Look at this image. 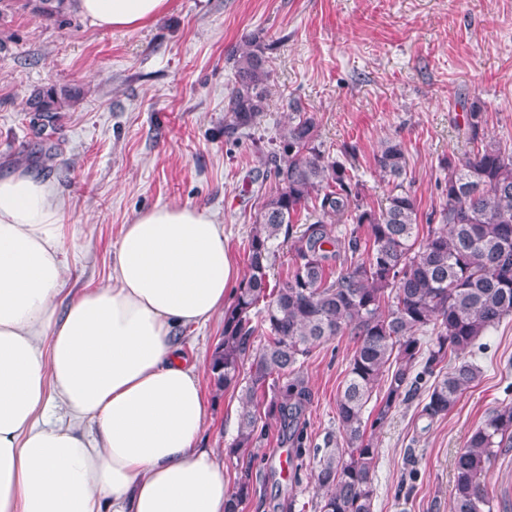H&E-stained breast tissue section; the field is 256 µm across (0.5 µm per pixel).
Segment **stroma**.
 Listing matches in <instances>:
<instances>
[{
	"instance_id": "stroma-1",
	"label": "stroma",
	"mask_w": 512,
	"mask_h": 512,
	"mask_svg": "<svg viewBox=\"0 0 512 512\" xmlns=\"http://www.w3.org/2000/svg\"><path fill=\"white\" fill-rule=\"evenodd\" d=\"M24 2L0 10V174L21 170L53 186L67 298L109 284L122 225L155 206L207 209L245 266L272 186L253 140L278 135L289 99L316 113L330 155L356 146L355 174L371 205L388 193L373 156L385 140H401L423 216L440 205L448 159L467 147L471 106L485 115L486 137L512 139V0H170L163 16L126 31L97 28L75 11L48 19ZM252 34L270 45L268 110L255 136L232 146L224 140L234 83L227 57ZM51 87L67 96L48 127L26 100ZM223 334L218 315L182 329L181 349L199 366L208 407L200 445L226 451L241 402L210 385ZM354 348L339 336L305 361V452L290 470L280 465L290 444L274 426L250 455L226 452L227 484L250 475L243 512H318L316 466L339 433L336 398ZM466 357L482 374L448 415H422L426 375L376 429L373 512H451L457 453L493 408L512 403V316ZM484 482L493 512H512V448L498 451Z\"/></svg>"
}]
</instances>
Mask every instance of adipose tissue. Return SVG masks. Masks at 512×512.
I'll use <instances>...</instances> for the list:
<instances>
[{
    "instance_id": "obj_1",
    "label": "adipose tissue",
    "mask_w": 512,
    "mask_h": 512,
    "mask_svg": "<svg viewBox=\"0 0 512 512\" xmlns=\"http://www.w3.org/2000/svg\"><path fill=\"white\" fill-rule=\"evenodd\" d=\"M102 29L169 0H77ZM64 226L52 186L0 176V512H224V461L198 440L199 369L177 328L223 313L240 270L203 208L123 225L111 282L59 306Z\"/></svg>"
}]
</instances>
